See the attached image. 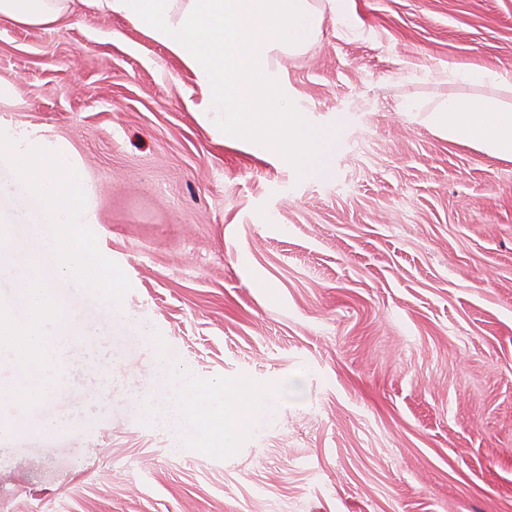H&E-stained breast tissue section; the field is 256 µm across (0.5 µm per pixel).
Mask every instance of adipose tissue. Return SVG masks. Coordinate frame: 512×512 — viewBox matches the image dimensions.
I'll list each match as a JSON object with an SVG mask.
<instances>
[{
	"mask_svg": "<svg viewBox=\"0 0 512 512\" xmlns=\"http://www.w3.org/2000/svg\"><path fill=\"white\" fill-rule=\"evenodd\" d=\"M99 8L133 20L176 55L192 74L200 99L190 102L199 122L224 140L245 146L276 164L326 176L336 150L335 135L311 125L294 108L280 73L277 51L297 54L316 43L327 14H340L337 0H96ZM68 13V0H0V16L16 23L49 26ZM430 126L448 140L466 144L491 159L512 162V107L492 97L445 95L429 115ZM7 259L33 308L22 319L0 307V334L23 353L24 372L15 393L35 403L50 390L43 325L52 317L49 288L26 275L16 246L0 232V259ZM283 385L237 386L231 409L223 389L181 379L164 389L152 417L173 419L194 430L231 436L247 430L264 400Z\"/></svg>",
	"mask_w": 512,
	"mask_h": 512,
	"instance_id": "adipose-tissue-1",
	"label": "adipose tissue"
}]
</instances>
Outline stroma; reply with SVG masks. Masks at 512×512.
Returning a JSON list of instances; mask_svg holds the SVG:
<instances>
[{
	"mask_svg": "<svg viewBox=\"0 0 512 512\" xmlns=\"http://www.w3.org/2000/svg\"><path fill=\"white\" fill-rule=\"evenodd\" d=\"M288 95L335 131L330 176L207 131L192 74L132 20L0 17V121L69 142L120 311L10 225L81 337L61 386L12 395L0 338V512H512V162L442 137L440 96L512 88V0H345ZM414 101L406 111L402 102ZM293 383L231 442L153 424L168 376ZM462 78L473 84H510L512 82V73L510 69H504L501 72H490L476 66H465L457 69Z\"/></svg>",
	"mask_w": 512,
	"mask_h": 512,
	"instance_id": "obj_1",
	"label": "stroma"
}]
</instances>
